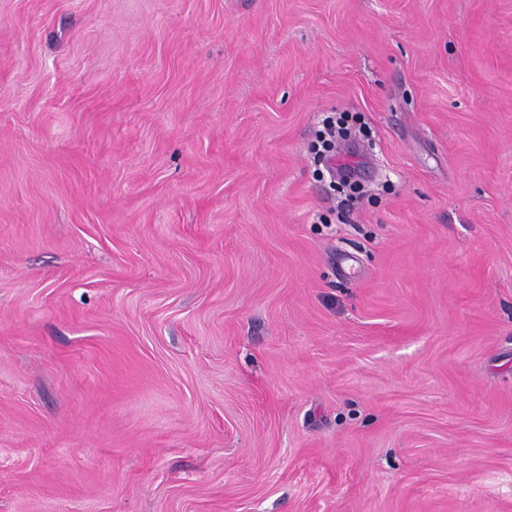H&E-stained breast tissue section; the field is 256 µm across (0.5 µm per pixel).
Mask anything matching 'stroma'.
Wrapping results in <instances>:
<instances>
[{"label": "stroma", "instance_id": "1", "mask_svg": "<svg viewBox=\"0 0 512 512\" xmlns=\"http://www.w3.org/2000/svg\"><path fill=\"white\" fill-rule=\"evenodd\" d=\"M0 512H512V0H0Z\"/></svg>", "mask_w": 512, "mask_h": 512}]
</instances>
